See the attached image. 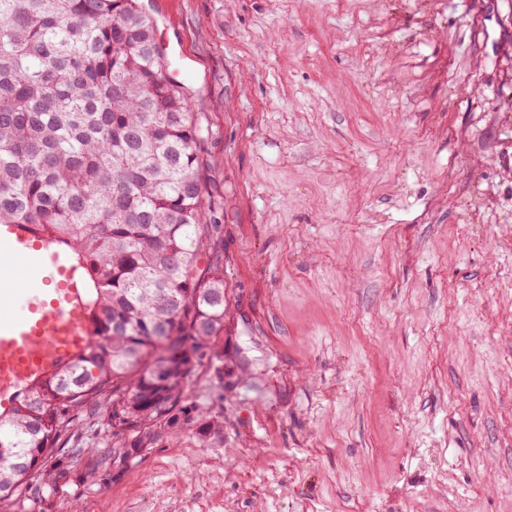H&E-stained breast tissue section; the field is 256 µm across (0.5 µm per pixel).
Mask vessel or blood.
<instances>
[{"label": "vessel or blood", "mask_w": 512, "mask_h": 512, "mask_svg": "<svg viewBox=\"0 0 512 512\" xmlns=\"http://www.w3.org/2000/svg\"><path fill=\"white\" fill-rule=\"evenodd\" d=\"M16 263L35 278L0 304V405L90 342L80 285L72 271L18 225H0V270Z\"/></svg>", "instance_id": "obj_1"}]
</instances>
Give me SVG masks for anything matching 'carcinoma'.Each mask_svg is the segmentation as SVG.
Returning a JSON list of instances; mask_svg holds the SVG:
<instances>
[{
  "instance_id": "cac0c4a2",
  "label": "carcinoma",
  "mask_w": 512,
  "mask_h": 512,
  "mask_svg": "<svg viewBox=\"0 0 512 512\" xmlns=\"http://www.w3.org/2000/svg\"><path fill=\"white\" fill-rule=\"evenodd\" d=\"M164 64L138 0H0V224L72 256L91 333L0 410V502L67 484L57 445L105 399L121 462L223 429L184 396L224 365V266L202 117Z\"/></svg>"
}]
</instances>
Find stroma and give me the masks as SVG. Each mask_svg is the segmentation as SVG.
I'll return each mask as SVG.
<instances>
[{
	"mask_svg": "<svg viewBox=\"0 0 512 512\" xmlns=\"http://www.w3.org/2000/svg\"><path fill=\"white\" fill-rule=\"evenodd\" d=\"M222 204L210 440L0 512H512V0H140Z\"/></svg>",
	"mask_w": 512,
	"mask_h": 512,
	"instance_id": "35a3bbf8",
	"label": "stroma"
}]
</instances>
